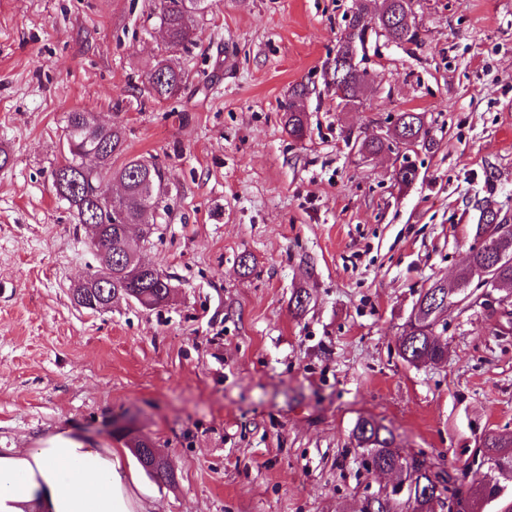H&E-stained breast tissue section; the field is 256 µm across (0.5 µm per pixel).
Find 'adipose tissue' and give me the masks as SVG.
Instances as JSON below:
<instances>
[{"label":"adipose tissue","instance_id":"ef3b65f1","mask_svg":"<svg viewBox=\"0 0 512 512\" xmlns=\"http://www.w3.org/2000/svg\"><path fill=\"white\" fill-rule=\"evenodd\" d=\"M118 449L73 429L0 453V512H145Z\"/></svg>","mask_w":512,"mask_h":512}]
</instances>
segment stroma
Masks as SVG:
<instances>
[{"label":"stroma","mask_w":512,"mask_h":512,"mask_svg":"<svg viewBox=\"0 0 512 512\" xmlns=\"http://www.w3.org/2000/svg\"><path fill=\"white\" fill-rule=\"evenodd\" d=\"M159 7L0 0V452L69 425L107 448L140 436L173 474L127 455L147 512H358L392 481L364 465L368 418L475 480V449L512 436V288L466 290L436 328L442 362L409 364L397 340L478 247L479 202L512 216V0H414V44L370 29L344 112L329 65L355 0H212L180 45ZM161 59L187 75L165 101L147 80ZM83 108L167 169L170 215L134 242L169 278L161 307L72 298L96 257L51 173ZM402 112L429 147L355 150Z\"/></svg>","instance_id":"35a3bbf8"}]
</instances>
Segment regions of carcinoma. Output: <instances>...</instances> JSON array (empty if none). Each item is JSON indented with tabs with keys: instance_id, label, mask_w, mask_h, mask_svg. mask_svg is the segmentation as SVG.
<instances>
[{
	"instance_id": "obj_1",
	"label": "carcinoma",
	"mask_w": 512,
	"mask_h": 512,
	"mask_svg": "<svg viewBox=\"0 0 512 512\" xmlns=\"http://www.w3.org/2000/svg\"><path fill=\"white\" fill-rule=\"evenodd\" d=\"M210 6V0H161L160 21L170 42L181 44L189 40L199 12ZM367 0H357L348 21L345 36L339 44L334 62L344 72L354 75L353 82L365 83L355 77L360 71L359 48L364 46L368 25ZM384 36L400 45L414 44L419 31L392 27L385 29ZM185 73L161 60L151 70L148 82L150 93L159 100L178 94ZM304 95V90H294L293 99L285 106L288 134L296 139L305 135L307 116L296 111L295 100ZM93 113L82 109L68 113L66 141L63 161L52 172V188L56 196L65 201L72 210L77 223L94 224L97 237L91 240L97 265L90 274L104 282H112V297L130 299L144 308H156L166 302L170 291L168 277L157 267L131 260L123 246L127 245L120 225L112 223V211L118 209L125 215V223L142 224L144 208H155L154 216L160 218L169 213L171 188L167 172L159 163L132 158L121 167L112 168V158L125 151V137L122 128L115 125L95 126L91 122ZM395 135L402 141L428 142L422 116L418 112H401L395 122ZM125 186V194L111 202L107 198L106 186L111 181ZM498 249L501 262L489 269L490 257L476 249L471 253L468 267L463 269L457 283H470L483 274L495 277L504 285H512V234L498 235ZM112 252V265L107 266L103 252ZM435 285L427 288L426 294L418 296L416 304L426 305L425 316H438L453 306L457 293L453 287L438 289L431 295ZM401 357L408 363L441 360L445 357L443 344L434 333V321L406 322L398 338ZM359 448L376 452L383 463L392 468L399 466L414 486L415 503L413 512L433 496L440 483L439 472L402 456L393 447L391 432L369 421L356 426ZM134 453L148 475L154 480L168 483L172 473L160 459L157 449L139 440L134 443ZM477 469L487 468L483 476L470 484L460 482L454 493L462 498L457 512H512V438L492 436L484 441L475 452ZM403 501L388 495H379L373 500H363L359 512H404Z\"/></svg>"
}]
</instances>
